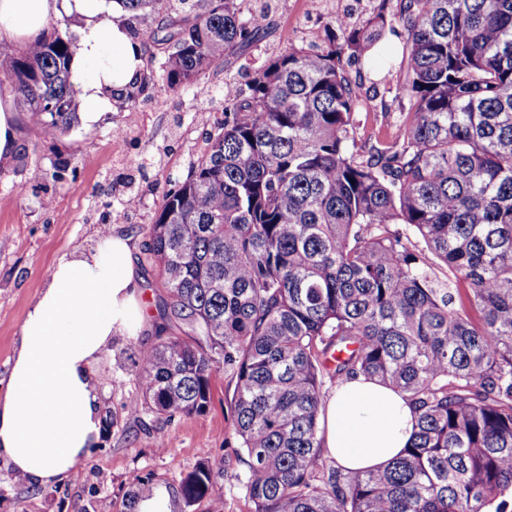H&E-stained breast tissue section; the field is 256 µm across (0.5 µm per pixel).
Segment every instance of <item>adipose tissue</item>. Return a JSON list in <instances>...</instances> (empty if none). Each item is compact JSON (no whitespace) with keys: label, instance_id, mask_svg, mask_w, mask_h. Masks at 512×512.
Masks as SVG:
<instances>
[{"label":"adipose tissue","instance_id":"adipose-tissue-1","mask_svg":"<svg viewBox=\"0 0 512 512\" xmlns=\"http://www.w3.org/2000/svg\"><path fill=\"white\" fill-rule=\"evenodd\" d=\"M100 13V0H0V42L30 44L43 37L50 20L82 16L70 70L89 128L120 93L140 84L143 68L142 47L130 39L120 12L108 21ZM139 298L128 239L106 235L94 250L54 263L22 324L9 390L0 401V459L27 483L56 482L98 442L102 422L92 365L111 351L115 336L141 320ZM415 429L404 394L362 376L341 383L320 414L322 446L346 471L384 467Z\"/></svg>","mask_w":512,"mask_h":512}]
</instances>
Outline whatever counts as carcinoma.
<instances>
[{
  "label": "carcinoma",
  "instance_id": "cac0c4a2",
  "mask_svg": "<svg viewBox=\"0 0 512 512\" xmlns=\"http://www.w3.org/2000/svg\"><path fill=\"white\" fill-rule=\"evenodd\" d=\"M116 3L160 17L172 91L263 29L238 0ZM399 20L409 108L393 141L360 154L345 68L387 19L333 18L328 47L289 44L248 75V98L226 85L206 155L146 227L168 300L129 410L200 414L224 363L252 512H512V0H403ZM76 49L0 45L47 137L76 120ZM359 375L402 391L417 430L385 468L346 473L323 456L322 389ZM216 483L205 456L184 507L224 512ZM151 498L137 477L129 512Z\"/></svg>",
  "mask_w": 512,
  "mask_h": 512
}]
</instances>
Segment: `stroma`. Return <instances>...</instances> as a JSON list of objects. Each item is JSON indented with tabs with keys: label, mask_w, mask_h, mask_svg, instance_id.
Returning a JSON list of instances; mask_svg holds the SVG:
<instances>
[{
	"label": "stroma",
	"mask_w": 512,
	"mask_h": 512,
	"mask_svg": "<svg viewBox=\"0 0 512 512\" xmlns=\"http://www.w3.org/2000/svg\"><path fill=\"white\" fill-rule=\"evenodd\" d=\"M374 7L373 0H343L338 8L324 0L313 11L308 0H276L259 42L241 57L216 65L180 94L169 92L159 76L165 48L150 37L155 27L152 16L137 19L142 74L150 79L145 93L152 101L113 105L90 130L78 123L69 132L44 138L30 122L21 99H14L28 164L0 161V399L8 390L22 323L55 260L76 249L95 248L101 227L130 238L148 317L116 337L111 354L93 365L103 419L99 445L61 482L46 487L16 481L10 467L0 461V512H97L105 498L111 501L112 512H126L134 477L146 474L154 479L163 512H178L180 504L173 491L206 455L218 474L224 512H250L239 480L244 466L231 421L235 382L229 371L216 367L211 403L203 414L168 421L149 411L134 414L128 409L129 402L140 396L133 360L140 348L155 341L158 297L163 293L146 257L144 227L151 223L166 191L184 181L205 153L206 133L224 119L220 89L240 67H257L283 53L287 35L299 47H325L324 26L335 12L357 23L371 16ZM399 8L400 0H387L385 36L371 60L359 64L362 85L355 137L367 149L395 139L409 107L407 98L398 97L396 91L407 41L398 20ZM118 126L127 134L119 143L112 138ZM61 159L69 160L72 168L66 181L37 187L29 180V167L48 169ZM129 189L140 199L132 212L119 203ZM45 195L53 199L48 211L39 203ZM160 439L165 440V449H157Z\"/></svg>",
	"instance_id": "35a3bbf8"
}]
</instances>
